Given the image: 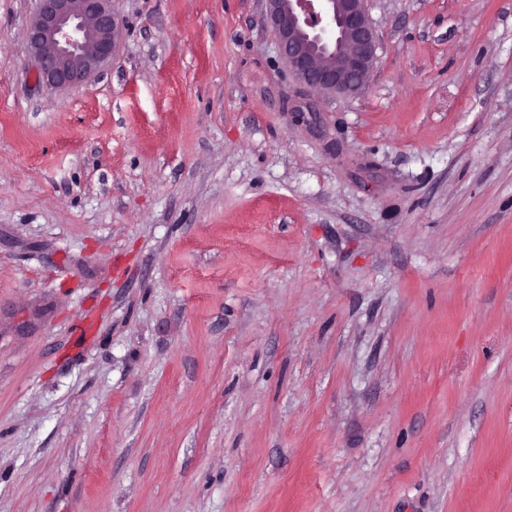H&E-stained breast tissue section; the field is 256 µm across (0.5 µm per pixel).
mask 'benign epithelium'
Segmentation results:
<instances>
[{
	"label": "benign epithelium",
	"mask_w": 512,
	"mask_h": 512,
	"mask_svg": "<svg viewBox=\"0 0 512 512\" xmlns=\"http://www.w3.org/2000/svg\"><path fill=\"white\" fill-rule=\"evenodd\" d=\"M111 0H39L28 44L37 84L65 91L88 82L114 54L121 23ZM367 0H266L265 19L288 69L330 94L365 88L378 37Z\"/></svg>",
	"instance_id": "1"
}]
</instances>
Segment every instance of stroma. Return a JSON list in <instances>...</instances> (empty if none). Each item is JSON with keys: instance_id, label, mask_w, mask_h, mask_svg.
Here are the masks:
<instances>
[{"instance_id": "1", "label": "stroma", "mask_w": 512, "mask_h": 512, "mask_svg": "<svg viewBox=\"0 0 512 512\" xmlns=\"http://www.w3.org/2000/svg\"><path fill=\"white\" fill-rule=\"evenodd\" d=\"M0 0V512H512V0H112L89 82ZM265 1L266 22L298 80L334 95L365 88L378 48L367 0Z\"/></svg>"}]
</instances>
